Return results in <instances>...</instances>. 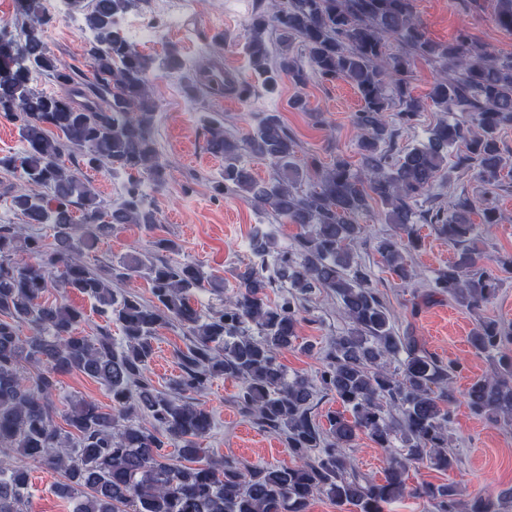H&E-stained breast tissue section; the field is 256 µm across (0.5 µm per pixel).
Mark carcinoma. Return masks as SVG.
Segmentation results:
<instances>
[{"label": "carcinoma", "instance_id": "carcinoma-1", "mask_svg": "<svg viewBox=\"0 0 512 512\" xmlns=\"http://www.w3.org/2000/svg\"><path fill=\"white\" fill-rule=\"evenodd\" d=\"M259 2L266 6L254 12L243 45L258 85L273 93L284 76L298 87L318 76L354 86L364 102L353 115L363 166L352 168L342 154L326 168L298 164L297 141L276 112L260 113L244 138L224 131L217 118L205 120L207 151L224 161L214 194L236 193L299 226L286 249L274 232H256L257 261L233 271L235 289L226 295L224 279L172 258L179 252L172 239L99 268L83 260L120 224L159 223L142 182L162 188L169 179L154 138L159 105L151 86L158 73L180 75L194 100L223 93L226 81L211 72L187 74L176 44L157 59L129 42L117 18L147 0H66L92 34L89 75L49 50L53 17L42 0H15L21 30L0 44V117L18 124L24 142L22 152L0 155V171L21 180L11 205L22 220L0 224V512H27L28 474L19 459L62 471L66 482L56 493L73 503L72 512H307L318 495L340 508L383 512L406 493L432 512H505L502 498L479 494L465 502L452 483L407 487L412 469L447 471L460 462L448 446L458 365L395 326L357 252L365 234L357 218L368 198L384 204L393 232L376 251L401 282L413 278L408 260L420 245L416 224H430L456 249L437 272L434 292L470 312L494 298L500 281L474 245L477 225L469 215L497 224L496 208L465 194L437 206L432 190L461 171L474 172L488 191L502 184L507 158L499 133L512 126V57L499 58L465 30L446 46L435 44L415 22L410 0ZM272 31L279 34L275 44ZM295 41L304 54L291 52ZM418 58L441 63L424 100L410 89ZM43 76L65 93L38 90ZM428 106L452 118L434 127L428 143L395 155L399 128ZM66 156L81 165H66ZM249 158L268 162L271 177L255 179ZM83 167L126 173L120 202L105 205ZM41 224L51 225V249L28 232ZM133 277L148 282L152 301L116 288ZM203 288L221 305L196 307L193 294ZM270 288L278 301L269 300ZM52 289L93 300L106 322L119 327L122 342L107 329L81 335L83 310L46 299ZM317 291L336 297L345 326L316 376H290L278 352L292 346ZM22 323L30 330L25 337ZM166 325L182 328L189 344L177 353L180 374L161 391L147 370L157 329ZM469 342L493 361L492 372L468 389L469 409L511 425L512 326L479 317ZM71 373L105 386L112 405L81 398L58 410L59 377ZM217 374L241 380V412L281 437L295 465L247 469L229 457L202 461L198 441L211 431L212 416L194 395ZM317 391L334 394L344 407L327 416L326 429L312 412ZM142 411L154 429L136 422ZM58 415L65 426L56 424ZM363 435L391 452L381 483L353 464ZM169 446L190 465L173 462Z\"/></svg>", "mask_w": 512, "mask_h": 512}]
</instances>
